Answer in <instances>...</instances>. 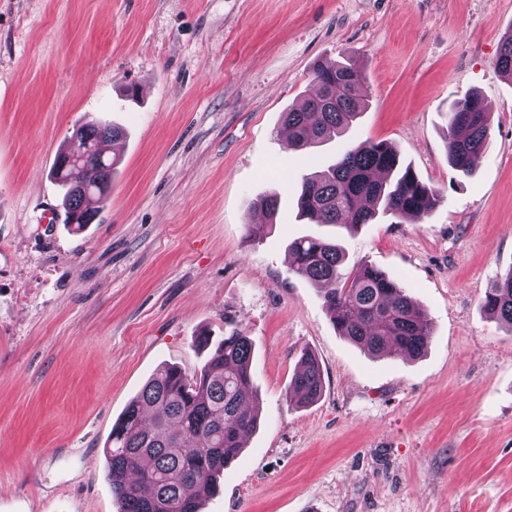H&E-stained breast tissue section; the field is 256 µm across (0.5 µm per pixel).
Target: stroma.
I'll use <instances>...</instances> for the list:
<instances>
[{
    "label": "stroma",
    "mask_w": 512,
    "mask_h": 512,
    "mask_svg": "<svg viewBox=\"0 0 512 512\" xmlns=\"http://www.w3.org/2000/svg\"><path fill=\"white\" fill-rule=\"evenodd\" d=\"M511 32L512 0H0V512H119L113 424L160 367L199 373L200 333L234 327L259 420L202 512H512V332L482 304L512 270V80L495 66ZM349 59L365 111L287 149L312 69ZM473 91L491 130L467 178L448 107ZM91 119L125 135L78 232L51 170ZM378 141L439 191L433 209L352 232L297 218L305 175ZM272 192L271 221L255 202ZM307 235L404 287L423 355L339 336L289 265ZM305 349L324 391L302 406ZM323 390L321 365L311 351L305 350L290 381L291 394L298 399L299 404H312L320 399Z\"/></svg>",
    "instance_id": "stroma-1"
}]
</instances>
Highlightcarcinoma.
Returning <instances> with one entry per match:
<instances>
[{"mask_svg":"<svg viewBox=\"0 0 512 512\" xmlns=\"http://www.w3.org/2000/svg\"><path fill=\"white\" fill-rule=\"evenodd\" d=\"M496 67L512 80V32L503 40ZM315 91L299 108L284 113L290 144L307 150L331 136L344 135L361 114L366 97L362 71L350 62L317 66ZM491 113L482 98L470 93L448 109V163L465 175L486 148ZM80 130L93 139L95 153L83 165L88 183L111 185L118 159L102 152V142H117L120 127L98 121ZM76 143L60 152L53 175L63 191L66 223L82 228L96 213L87 205L101 192L76 191L61 166ZM439 201L437 190L400 164L397 151L385 142L362 144L327 169L303 179L299 215L311 224L344 228L368 224L391 214L417 220ZM292 270L323 293L339 335L373 354L421 355L431 336L430 325L403 288L385 272L362 265L344 271L345 255L334 241L303 237L294 241ZM483 306L512 333V270L486 289ZM252 341L234 328L212 350L199 376L190 379L176 367L158 370L112 426L105 453L112 488L121 512H201L228 462L243 448L242 438L258 420L250 374ZM324 390L321 365L309 350L302 352L290 381L291 394L312 404Z\"/></svg>","mask_w":512,"mask_h":512,"instance_id":"1","label":"carcinoma"}]
</instances>
